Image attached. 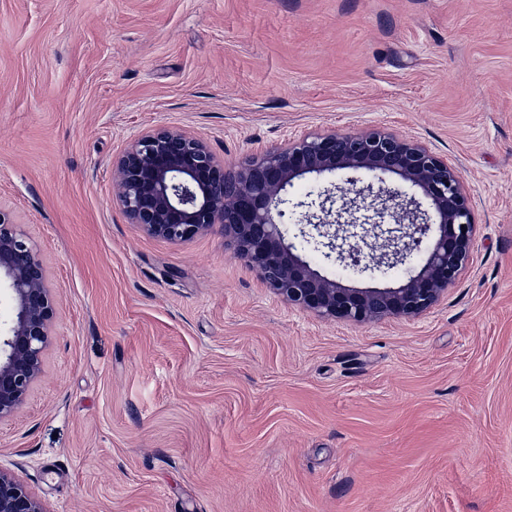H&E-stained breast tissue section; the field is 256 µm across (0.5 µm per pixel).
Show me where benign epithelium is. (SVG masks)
<instances>
[{"label":"benign epithelium","mask_w":512,"mask_h":512,"mask_svg":"<svg viewBox=\"0 0 512 512\" xmlns=\"http://www.w3.org/2000/svg\"><path fill=\"white\" fill-rule=\"evenodd\" d=\"M365 171L377 180L334 209L330 192L299 201L315 233L314 248L365 272L401 267L396 288H346L311 269L281 229L290 200L282 192L310 174ZM118 199L147 235L177 243L224 225L234 256L257 270L288 303L334 321L416 318L431 309L465 272L473 250L474 204L448 158L422 142L388 131L308 135L224 167L205 141L178 129L142 134L116 165ZM421 191L384 186L383 175ZM427 208H422V204ZM368 212L357 225L356 213ZM437 234L417 258L423 237ZM361 244L354 245V228ZM7 281L16 319L0 340V421L11 417L41 373L55 309L43 266L9 214L0 210V278ZM0 512H46L17 477L0 469Z\"/></svg>","instance_id":"benign-epithelium-1"}]
</instances>
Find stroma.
<instances>
[{
  "label": "stroma",
  "instance_id": "stroma-1",
  "mask_svg": "<svg viewBox=\"0 0 512 512\" xmlns=\"http://www.w3.org/2000/svg\"><path fill=\"white\" fill-rule=\"evenodd\" d=\"M157 127L229 166L331 130L418 139L474 201L468 268L413 320L301 310L221 225L130 223L112 163ZM0 210L56 303L0 421L47 512H512V0H0ZM283 229L345 287L403 277Z\"/></svg>",
  "mask_w": 512,
  "mask_h": 512
}]
</instances>
